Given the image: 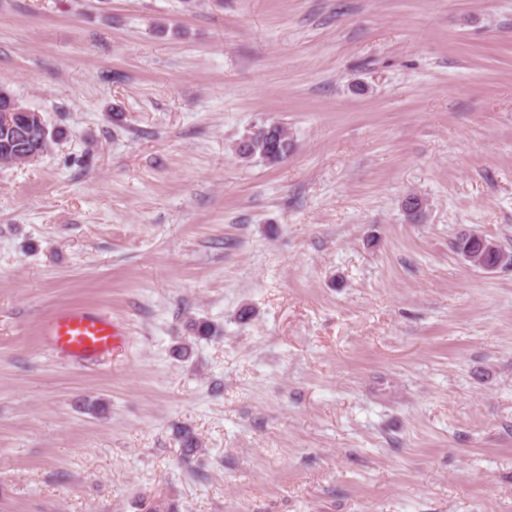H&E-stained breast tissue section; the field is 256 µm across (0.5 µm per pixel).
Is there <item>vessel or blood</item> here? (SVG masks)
Listing matches in <instances>:
<instances>
[{"label": "vessel or blood", "instance_id": "b4317fda", "mask_svg": "<svg viewBox=\"0 0 512 512\" xmlns=\"http://www.w3.org/2000/svg\"><path fill=\"white\" fill-rule=\"evenodd\" d=\"M48 349L71 360L96 361L125 342V331L100 309L71 307L54 311L40 327Z\"/></svg>", "mask_w": 512, "mask_h": 512}]
</instances>
